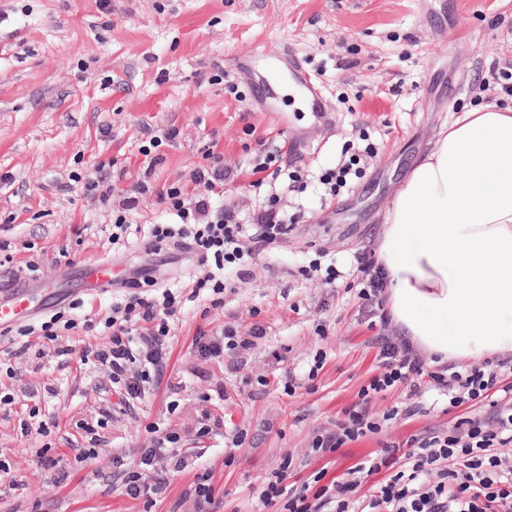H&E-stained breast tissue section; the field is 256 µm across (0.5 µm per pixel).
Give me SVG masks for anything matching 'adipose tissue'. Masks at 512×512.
I'll list each match as a JSON object with an SVG mask.
<instances>
[{
	"mask_svg": "<svg viewBox=\"0 0 512 512\" xmlns=\"http://www.w3.org/2000/svg\"><path fill=\"white\" fill-rule=\"evenodd\" d=\"M402 336L441 361L512 355V109L464 112L396 194L377 245Z\"/></svg>",
	"mask_w": 512,
	"mask_h": 512,
	"instance_id": "ef3b65f1",
	"label": "adipose tissue"
}]
</instances>
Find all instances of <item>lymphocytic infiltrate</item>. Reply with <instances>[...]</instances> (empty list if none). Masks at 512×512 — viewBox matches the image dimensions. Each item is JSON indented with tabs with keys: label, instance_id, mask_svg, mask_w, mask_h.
Segmentation results:
<instances>
[{
	"label": "lymphocytic infiltrate",
	"instance_id": "f902f5d3",
	"mask_svg": "<svg viewBox=\"0 0 512 512\" xmlns=\"http://www.w3.org/2000/svg\"><path fill=\"white\" fill-rule=\"evenodd\" d=\"M224 178V155L214 151L209 164L195 171L192 186L174 183L157 190L159 201L176 221L152 225L137 240L145 255L173 246L209 264V271L196 278L192 294L209 293L215 308L224 304L225 267L252 261L286 240L292 229L274 199L245 218L235 209L213 206ZM355 263L365 312L378 319L380 327H388L386 279L374 254L360 253ZM151 273L146 266L132 269L133 290L113 303L104 323L105 341L79 353L81 363L98 367L128 401L144 398L147 386L161 377L171 348L170 322L181 304L168 289L139 291V284H151ZM263 335L260 327L247 337L229 327L215 332L200 329L193 352L205 362L227 360L233 368L238 363L233 350L249 348ZM376 343L378 373L360 387L357 401L333 428L313 437L310 455L329 456L381 433L393 420L415 416L425 383L447 396L453 425L413 436L402 446L383 445L348 467L341 478L329 479L317 471L300 480L294 457L285 455L263 482V506L271 512H512V465L499 454L500 448L512 445V378L504 364L488 361L454 370L445 364L430 365L401 337L382 335ZM400 386L408 388L409 401L374 413L373 399ZM484 403L491 408L489 414H472L473 406ZM188 462L179 433L169 429L155 438L153 447L137 449L133 464H126L120 454L112 458L113 466L122 471L123 494L142 501L144 512H151L165 496L170 475L183 472ZM371 477L377 480L372 493L361 494Z\"/></svg>",
	"mask_w": 512,
	"mask_h": 512
}]
</instances>
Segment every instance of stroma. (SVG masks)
I'll return each mask as SVG.
<instances>
[{
    "label": "stroma",
    "mask_w": 512,
    "mask_h": 512,
    "mask_svg": "<svg viewBox=\"0 0 512 512\" xmlns=\"http://www.w3.org/2000/svg\"><path fill=\"white\" fill-rule=\"evenodd\" d=\"M257 50L303 60L332 107L325 120L286 97L279 106L289 127L280 128L253 91L266 76L249 67ZM508 61L512 0H112L107 13L98 0H0V297L35 294L36 327L61 309L78 321L104 319L122 291H82L80 265L90 259L125 269L153 263L179 278L183 295L165 374L131 405L97 367L77 363L76 351L99 342L96 333L65 331L15 359L6 350L23 337L0 338V458L16 479L0 490V512H141L123 495L112 457L149 446L152 423L175 427L197 457L171 476L155 512H172L200 467L213 474L219 512H258L264 476L284 455L305 460L301 477L320 468L307 454L312 437L356 401L376 365L379 331L360 308L353 256L374 250L398 188L463 112L512 108V97L478 89L492 65ZM460 78L463 91L449 96ZM154 141L162 161L147 176L141 151ZM212 145L233 173L223 202L244 213L258 202L247 169L261 151L280 148L283 165L311 176L304 192L280 194L298 217L288 238L243 273L227 269L224 307L204 318L202 302L189 298L182 254L116 252L108 236L113 210L137 179L155 191L190 183ZM368 145L375 155L365 177L326 205L317 172ZM101 163L112 185L105 202L84 187ZM314 259L335 264L342 278L328 285L323 273L304 276ZM228 325L243 336L260 325L266 335L242 353L240 369L196 360L197 328ZM67 346L72 355H60ZM320 354L324 367L308 380ZM9 397L21 400L19 411ZM438 399L426 390L418 415L339 449L329 475L343 476L381 441L449 426ZM205 412L224 428L200 440L194 428ZM104 414L97 456L72 462L68 484L34 469L36 450L82 444L79 422ZM239 431L247 439L235 449Z\"/></svg>",
    "instance_id": "stroma-1"
}]
</instances>
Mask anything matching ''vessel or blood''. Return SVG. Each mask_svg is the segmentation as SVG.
Returning <instances> with one entry per match:
<instances>
[{
	"label": "vessel or blood",
	"instance_id": "1",
	"mask_svg": "<svg viewBox=\"0 0 512 512\" xmlns=\"http://www.w3.org/2000/svg\"><path fill=\"white\" fill-rule=\"evenodd\" d=\"M261 61L268 78L259 94L267 101V111H276L278 92L284 89L289 97L301 100L316 119L326 117L329 110L327 102L300 60L293 54L284 53L278 56H262ZM120 276L121 273L115 265L90 260L82 267L81 279L86 291L92 292L115 282ZM36 305V298L24 291L14 293L7 301H0V330L26 320Z\"/></svg>",
	"mask_w": 512,
	"mask_h": 512
}]
</instances>
